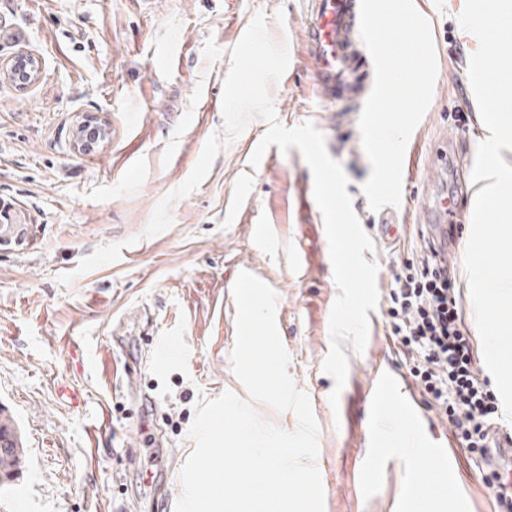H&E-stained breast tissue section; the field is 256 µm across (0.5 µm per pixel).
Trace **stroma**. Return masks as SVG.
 <instances>
[{
    "label": "stroma",
    "instance_id": "stroma-1",
    "mask_svg": "<svg viewBox=\"0 0 512 512\" xmlns=\"http://www.w3.org/2000/svg\"><path fill=\"white\" fill-rule=\"evenodd\" d=\"M459 0H417L428 19L438 75L432 103L411 135L400 204L403 222L384 242L362 185L370 175L359 113H339L311 93L303 49L304 0H0V58L32 53L41 79L20 90L0 82V202L24 225L22 243L0 245V404L17 419L28 461L0 512H165L148 486L161 473L182 494L181 470L195 448L189 429L199 399L234 393L273 427L295 433L294 412L254 399L234 375L236 304L242 270L276 293V320L295 388L312 403L319 452L313 461L325 512H408L437 490L438 470L455 475L447 493L461 512H508L489 485L483 457L455 439L453 427L411 373L392 336L388 310L394 278L432 241L428 211L454 194L467 210L473 193L471 151L481 133L477 113L492 99L470 81ZM285 45L290 65L272 87L286 126L312 121L328 154L348 178L353 209L379 266L378 304L363 353L350 342L338 407L322 363L338 294L312 172L297 148L251 165L268 129L251 120L214 161L198 189L176 201L173 223L150 236L157 204L181 185L207 139L222 132V92L231 49L257 12ZM470 113L458 125L455 113ZM98 115L110 135L96 151L73 145L77 120ZM468 223L448 231L456 297L472 331L477 374L499 403V424L512 430V390L487 361L486 337L505 319L497 296L474 300L462 246ZM410 389L419 428L400 419L394 434L371 430L376 367ZM79 392L69 403L62 387ZM441 441L417 468L394 456L404 434ZM412 488L411 500L401 496Z\"/></svg>",
    "mask_w": 512,
    "mask_h": 512
}]
</instances>
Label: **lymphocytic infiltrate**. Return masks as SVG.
<instances>
[{"label": "lymphocytic infiltrate", "mask_w": 512, "mask_h": 512, "mask_svg": "<svg viewBox=\"0 0 512 512\" xmlns=\"http://www.w3.org/2000/svg\"><path fill=\"white\" fill-rule=\"evenodd\" d=\"M454 288V272L445 260L427 256L419 265H406L390 296L391 330L455 431L470 447L483 449L498 405L476 374Z\"/></svg>", "instance_id": "1"}]
</instances>
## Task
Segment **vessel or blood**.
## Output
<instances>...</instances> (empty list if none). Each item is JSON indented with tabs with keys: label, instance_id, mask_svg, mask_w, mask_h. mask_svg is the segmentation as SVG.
Instances as JSON below:
<instances>
[{
	"label": "vessel or blood",
	"instance_id": "obj_1",
	"mask_svg": "<svg viewBox=\"0 0 512 512\" xmlns=\"http://www.w3.org/2000/svg\"><path fill=\"white\" fill-rule=\"evenodd\" d=\"M360 0H306L303 29L305 53L310 64L313 89L318 99L330 106H364L372 84L366 72L359 34ZM373 409H380L385 397L395 393L397 381L384 368L373 374ZM490 464L500 465L512 458V434L494 429Z\"/></svg>",
	"mask_w": 512,
	"mask_h": 512
}]
</instances>
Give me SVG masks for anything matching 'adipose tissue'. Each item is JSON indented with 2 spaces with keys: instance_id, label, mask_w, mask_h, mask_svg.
<instances>
[{
  "instance_id": "obj_1",
  "label": "adipose tissue",
  "mask_w": 512,
  "mask_h": 512,
  "mask_svg": "<svg viewBox=\"0 0 512 512\" xmlns=\"http://www.w3.org/2000/svg\"><path fill=\"white\" fill-rule=\"evenodd\" d=\"M468 23L462 37L473 46L471 68L476 76L492 72L497 81L491 89L496 107L482 113L484 131L474 144L476 190L469 203V221L475 239L492 241L512 251V56L495 44L512 40V0H468Z\"/></svg>"
}]
</instances>
